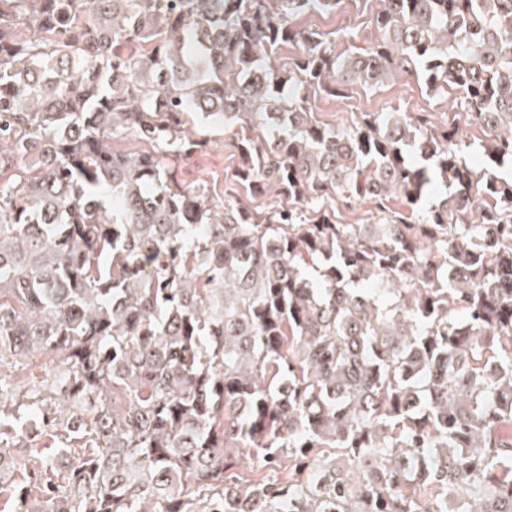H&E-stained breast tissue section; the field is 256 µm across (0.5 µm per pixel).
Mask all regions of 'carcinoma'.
<instances>
[{"mask_svg":"<svg viewBox=\"0 0 512 512\" xmlns=\"http://www.w3.org/2000/svg\"><path fill=\"white\" fill-rule=\"evenodd\" d=\"M380 4L347 54L267 0H0V367L56 362L0 376L13 512H448L450 489L512 512V0ZM294 41L288 73L256 65ZM399 75L459 93L486 165L452 122L307 106ZM191 115L287 204L184 182L166 157L206 146ZM435 183L417 224L329 208L415 209ZM246 456L288 476L224 481ZM334 208L336 220L340 224H375L381 216L375 203L370 200L352 205L336 202Z\"/></svg>","mask_w":512,"mask_h":512,"instance_id":"1","label":"carcinoma"}]
</instances>
